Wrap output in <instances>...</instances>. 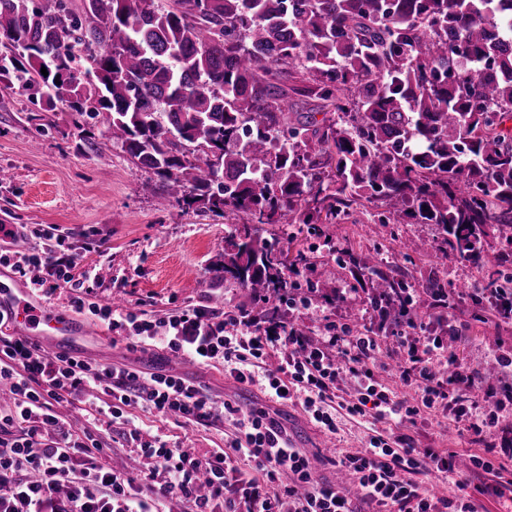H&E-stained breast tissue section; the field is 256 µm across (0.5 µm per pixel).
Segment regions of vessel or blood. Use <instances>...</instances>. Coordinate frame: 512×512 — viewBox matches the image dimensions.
<instances>
[{
    "label": "vessel or blood",
    "instance_id": "1",
    "mask_svg": "<svg viewBox=\"0 0 512 512\" xmlns=\"http://www.w3.org/2000/svg\"><path fill=\"white\" fill-rule=\"evenodd\" d=\"M23 335L60 341L89 334L87 323L35 299L29 288L0 280V314Z\"/></svg>",
    "mask_w": 512,
    "mask_h": 512
}]
</instances>
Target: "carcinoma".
I'll return each instance as SVG.
<instances>
[{
  "mask_svg": "<svg viewBox=\"0 0 512 512\" xmlns=\"http://www.w3.org/2000/svg\"><path fill=\"white\" fill-rule=\"evenodd\" d=\"M0 45V81L42 82L47 111L105 114L161 205L246 217L210 283L233 281L254 319L283 313L288 274L312 263H285L253 224H302L352 287L384 282L379 332L424 320L404 304L414 284L339 248L327 219L430 224L442 262L479 264L497 238L512 267V0H0ZM421 288L448 306V282Z\"/></svg>",
  "mask_w": 512,
  "mask_h": 512,
  "instance_id": "1",
  "label": "carcinoma"
}]
</instances>
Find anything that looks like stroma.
Masks as SVG:
<instances>
[{
	"label": "stroma",
	"mask_w": 512,
	"mask_h": 512,
	"mask_svg": "<svg viewBox=\"0 0 512 512\" xmlns=\"http://www.w3.org/2000/svg\"><path fill=\"white\" fill-rule=\"evenodd\" d=\"M104 115L47 112L39 85L27 89L0 82V225L14 230L0 246L26 251L34 246L33 228L56 225L65 243L76 255L74 278L96 270V278L83 280L78 297L100 305L120 299L130 310L144 311L151 318L176 316L197 305L211 304L219 293L220 311L235 310L245 294L233 282L218 290L209 286V270L224 259V241L235 233L233 215L171 205L160 208L162 182L153 172L137 167L120 142L110 140ZM257 233L268 240L289 244L302 251L312 267L298 282L310 292V305L297 320L313 335H321L326 319L357 327L373 322L374 313L364 292L349 290L351 277L335 256L328 254L321 239L310 236L305 226L282 229L260 224ZM329 232L341 248L353 253L381 252L389 263L400 265L415 282L432 275L446 276L449 284L473 282L493 271L496 245H489L482 266L449 258L447 268L435 262V231L428 224L375 223L366 213H356ZM415 247L412 262H404L402 241ZM470 300H457L450 313L459 333L453 342L457 360L475 370L480 380L501 384L512 380L491 353L492 347L512 348V322L494 315L474 320ZM82 359L96 364L127 365L143 371H163L185 377L202 386L215 402L227 400L249 410L265 405L259 387L244 385L225 376L220 365H188L166 351H142L118 343L99 351L91 344L78 349ZM137 424L158 431L168 446L192 448L203 453L223 447L234 428L231 422L185 426L173 418L162 419L143 410L135 412ZM278 418L287 427L294 444L311 458L318 474L335 483L339 456L363 448L370 433L364 422L338 418L339 431L330 436L314 425L292 403L278 407ZM96 431L107 448L105 458L114 469L137 475L140 460L128 448L121 429L98 423ZM419 448H451L468 456L470 445L452 419L423 415L415 425L404 427Z\"/></svg>",
	"instance_id": "stroma-1"
}]
</instances>
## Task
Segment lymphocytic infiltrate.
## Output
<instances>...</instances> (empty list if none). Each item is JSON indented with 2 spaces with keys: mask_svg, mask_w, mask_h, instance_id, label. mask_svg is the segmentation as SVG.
<instances>
[{
  "mask_svg": "<svg viewBox=\"0 0 512 512\" xmlns=\"http://www.w3.org/2000/svg\"><path fill=\"white\" fill-rule=\"evenodd\" d=\"M37 236L44 241L39 251L0 254V265L26 277L35 296L70 293L71 307L107 321L124 333L128 347L222 364L236 382L260 386L270 404L248 411L229 400L219 406L201 386L180 376L93 366L49 355L27 339L0 336V387L10 392L8 404H0V512H159L161 500L173 497L183 499L189 512H362L365 503L378 512H476L477 497H504L502 484L471 486L460 480L456 451L417 448L407 436L378 430L366 449L338 461L360 489L359 499H351L321 481L277 418L276 405L289 401L331 434L340 414L397 426L415 423L424 413L450 417L475 447L472 470L499 475L512 465V448L498 446L497 414L480 412L473 395L478 377L456 361L444 337L418 335L409 324L386 338L331 321L315 338L293 324L254 321L237 312L221 315L206 305L167 320L117 312L73 297L75 257L62 253L64 240L54 226ZM392 343L406 391L402 397L376 375L378 355ZM441 359L448 364L443 380L432 368ZM346 377L354 379L357 392L336 399ZM73 394L86 395L98 414L121 426L129 447L147 462L138 477L108 467L104 444L93 434L79 435L60 424L51 405ZM137 408L187 425L224 417L236 432L224 447L203 454L170 448L136 425ZM244 463L250 472L241 471ZM427 474L454 484L455 493L430 491L420 481Z\"/></svg>",
  "mask_w": 512,
  "mask_h": 512,
  "instance_id": "1",
  "label": "lymphocytic infiltrate"
}]
</instances>
